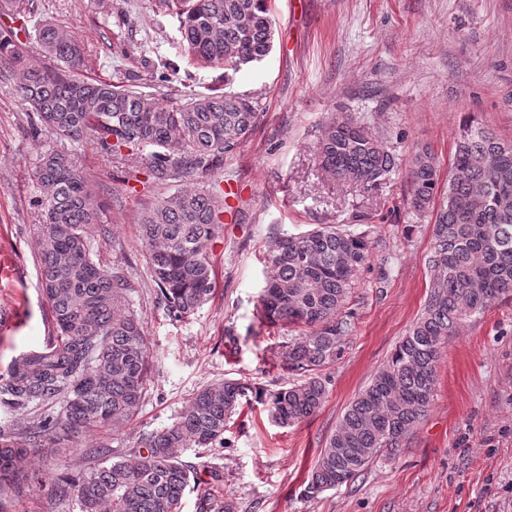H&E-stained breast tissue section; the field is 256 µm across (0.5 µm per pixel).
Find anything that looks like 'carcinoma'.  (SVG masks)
Returning a JSON list of instances; mask_svg holds the SVG:
<instances>
[{"mask_svg": "<svg viewBox=\"0 0 512 512\" xmlns=\"http://www.w3.org/2000/svg\"><path fill=\"white\" fill-rule=\"evenodd\" d=\"M156 2L176 17L192 63L222 68L227 77L272 50L269 0ZM35 34L44 56L64 66L27 60L16 34L1 29L0 77L18 76L15 92L41 123L73 140L91 138L108 158L128 152L144 161L157 186L222 169L260 123L258 102L235 94L215 91L170 107L118 83L86 78L84 49L71 29L45 23ZM320 155L324 170L347 185L375 186L395 165L382 142L347 115L324 125ZM34 178L45 217L40 284L58 341L14 361L0 391L20 407L55 396L61 405L35 426L27 448L0 434V487L19 490L47 485L40 471L25 465L44 435L59 441L119 428L138 415L149 358L142 325L125 298L126 281L94 260L87 240L85 228L101 223L104 203L71 159L55 150L41 154ZM438 181L435 157L416 154L409 171L414 212H427ZM223 212L224 194L206 189L169 194L143 216L140 241L160 300L177 318L194 314L214 290L209 249ZM433 238L424 311L341 416L309 473V497L355 481L382 452L395 453L408 442L429 410L445 342L469 317L512 293V143L482 126L462 128ZM369 260L363 232L321 225L279 238L268 257L258 320L302 328L276 353L293 383L273 391L230 379L206 387L178 421L142 438L126 457L112 460L104 442L86 446L84 454L97 465L76 482L55 484L53 493L75 497L81 512H181L190 479L183 451L224 447L227 425L249 394L282 427L313 417L328 393L320 371L335 361L354 326L344 311L352 278Z\"/></svg>", "mask_w": 512, "mask_h": 512, "instance_id": "obj_1", "label": "carcinoma"}]
</instances>
